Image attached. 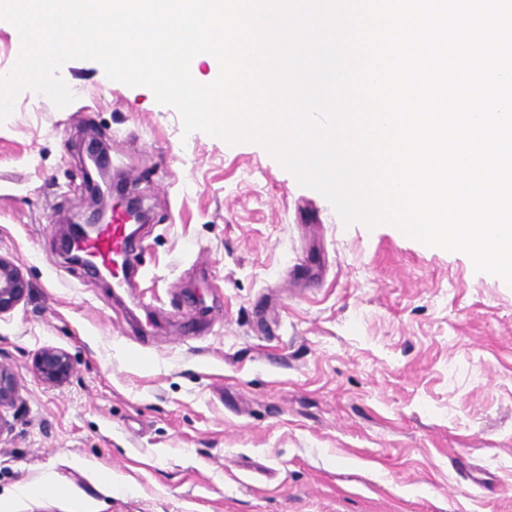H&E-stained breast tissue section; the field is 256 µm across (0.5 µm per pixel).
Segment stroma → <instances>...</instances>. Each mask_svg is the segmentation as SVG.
<instances>
[{"label": "stroma", "mask_w": 512, "mask_h": 512, "mask_svg": "<svg viewBox=\"0 0 512 512\" xmlns=\"http://www.w3.org/2000/svg\"><path fill=\"white\" fill-rule=\"evenodd\" d=\"M60 75L71 104L26 90L0 122V255L29 285L0 316L7 512H512L511 286L344 225L261 145L184 133L94 61ZM95 143L149 214L121 307L59 248ZM35 370L38 378L49 385L65 382L72 372L68 354L61 349L47 347L36 358ZM18 399V386L9 365L0 362V440L12 431V423L2 413L3 409L13 408Z\"/></svg>", "instance_id": "1"}]
</instances>
